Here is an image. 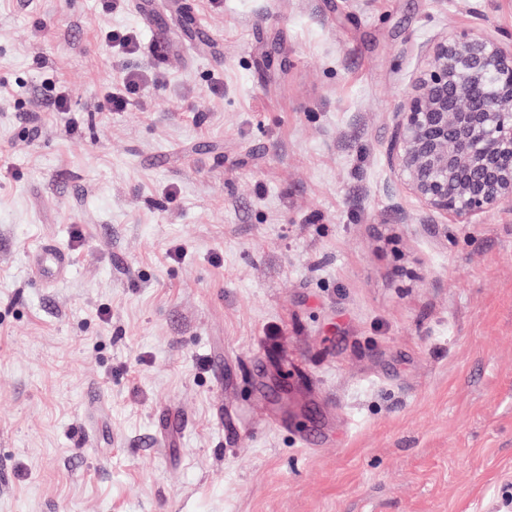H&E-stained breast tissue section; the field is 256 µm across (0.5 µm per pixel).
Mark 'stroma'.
<instances>
[{
	"label": "stroma",
	"instance_id": "1",
	"mask_svg": "<svg viewBox=\"0 0 512 512\" xmlns=\"http://www.w3.org/2000/svg\"><path fill=\"white\" fill-rule=\"evenodd\" d=\"M471 29L512 0H0V512H512V202L392 154ZM105 46L118 61L127 56L135 55L138 51L137 37L128 31L110 29L104 33ZM116 85L119 90L112 91L104 98L103 106L111 112H125L139 98L146 83V72L142 70H120ZM36 276L49 284L63 280L70 272V254L55 243H42L32 249Z\"/></svg>",
	"mask_w": 512,
	"mask_h": 512
}]
</instances>
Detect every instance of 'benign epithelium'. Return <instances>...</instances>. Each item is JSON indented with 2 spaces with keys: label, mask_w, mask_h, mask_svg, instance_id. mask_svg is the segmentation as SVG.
Here are the masks:
<instances>
[{
  "label": "benign epithelium",
  "mask_w": 512,
  "mask_h": 512,
  "mask_svg": "<svg viewBox=\"0 0 512 512\" xmlns=\"http://www.w3.org/2000/svg\"><path fill=\"white\" fill-rule=\"evenodd\" d=\"M400 180L455 224L512 200V47L481 31L435 44L397 113Z\"/></svg>",
  "instance_id": "obj_1"
}]
</instances>
